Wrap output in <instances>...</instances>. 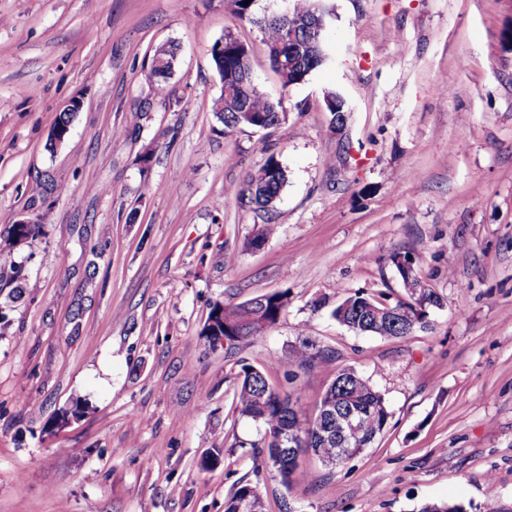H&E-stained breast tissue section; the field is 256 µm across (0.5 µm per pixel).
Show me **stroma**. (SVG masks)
<instances>
[{
    "instance_id": "35a3bbf8",
    "label": "stroma",
    "mask_w": 512,
    "mask_h": 512,
    "mask_svg": "<svg viewBox=\"0 0 512 512\" xmlns=\"http://www.w3.org/2000/svg\"><path fill=\"white\" fill-rule=\"evenodd\" d=\"M323 2L332 62L285 89L224 0H0V236L43 224L13 254L21 296L0 293V512H224L241 481L263 512H512V0ZM228 31L283 99L279 126L228 134L212 111ZM165 43L177 59L157 81ZM328 89L350 104L339 132ZM272 154L288 182L254 248L264 218L235 192ZM396 252L441 298L429 328L331 318L358 289L406 298ZM279 290L263 335L202 338L214 302ZM305 339L333 356L300 378L304 416L351 369L391 417L360 455L304 457L311 479L286 485L235 393L245 365L285 383ZM75 396L83 417L51 427Z\"/></svg>"
}]
</instances>
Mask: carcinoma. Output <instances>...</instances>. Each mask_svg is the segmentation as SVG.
Instances as JSON below:
<instances>
[{"mask_svg": "<svg viewBox=\"0 0 512 512\" xmlns=\"http://www.w3.org/2000/svg\"><path fill=\"white\" fill-rule=\"evenodd\" d=\"M226 3L239 18L250 21L262 30L269 49L271 66L279 75L282 87L302 84L314 72L325 67V63L313 56L307 59L304 66L290 72L285 65L287 58L280 57L278 52V45L284 41L287 34L285 21L292 22L310 14L315 10L313 0H293L286 18L279 14L257 17L252 11V5L244 4V0H226ZM211 56L223 81L228 78L235 81L245 74H252L249 55L244 52V43L231 32L224 33V37L214 43ZM228 98V90L224 89L213 104V112L224 124L226 134L247 127L252 130H267L286 120L282 99H273L260 90L249 100V107L256 123L250 127L245 124L239 125ZM286 182V169L275 155L271 154L262 167L247 177L238 190L237 201L256 212L269 214L274 211ZM41 232L42 224L39 221L22 226L14 224L4 242L5 248L11 253L19 244V238L32 241L39 237ZM418 284L421 285L418 293L409 292L407 299L396 302L391 301L390 295L384 291L368 294L360 289L356 290L338 304L331 315L357 334L404 336L417 327L429 326V310L441 305V299L433 289L427 287L421 280ZM287 304L288 292L278 291L260 296V301L255 305L250 300L238 304L217 301L211 306L209 314L223 310L224 321L228 322L224 335L232 336L239 342L261 335L258 321L254 319L255 315H260V319L271 327L277 323ZM330 358L328 350L318 349L308 341L293 347L289 355L291 370L287 373V382H296L300 375ZM330 398L335 400L338 411L351 410L362 413L357 427L346 432L345 440L351 458L360 454L389 423L390 412L382 394L352 369L340 371L326 389L319 405H324ZM293 401L299 402L295 387L286 390L271 382L263 371L252 366L242 367L235 410L239 415L261 426L263 433L257 440L249 443V446L254 448L256 456L276 469L285 484L290 483V476L293 474L308 476V473L299 470L300 458L306 453L316 456L324 464L335 465L342 462L340 449L322 439L329 421L316 417L297 424L296 416L290 409V403ZM290 431L296 432L294 438L301 444V449L298 454L285 456L283 449L288 447ZM243 505L246 506V512H261L262 509L256 487L240 481L224 501V512H239Z\"/></svg>", "mask_w": 512, "mask_h": 512, "instance_id": "1", "label": "carcinoma"}]
</instances>
